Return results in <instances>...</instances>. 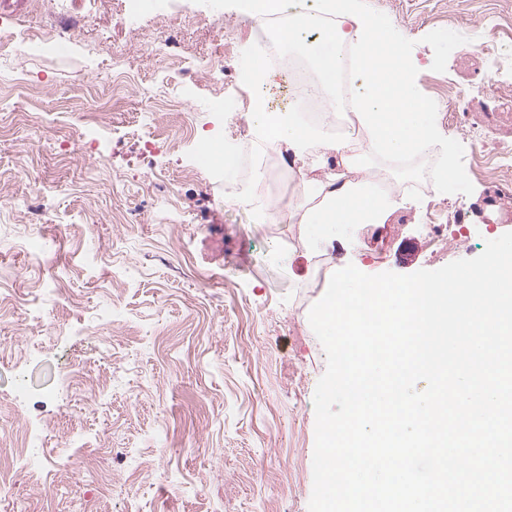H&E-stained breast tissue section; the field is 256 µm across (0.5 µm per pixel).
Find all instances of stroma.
Listing matches in <instances>:
<instances>
[{
    "label": "stroma",
    "mask_w": 512,
    "mask_h": 512,
    "mask_svg": "<svg viewBox=\"0 0 512 512\" xmlns=\"http://www.w3.org/2000/svg\"><path fill=\"white\" fill-rule=\"evenodd\" d=\"M238 4L0 13V29L29 36L0 49V462L25 433L51 449L41 473L10 469L0 512H308L319 268L434 270L512 232V181L475 169L512 145V91L459 24L495 20L512 43V0H362L400 28L447 144L411 162L406 208L330 244L262 223L283 205L272 188L225 203L223 172L196 160L203 141L232 139L225 98L244 122L254 102L241 72L256 23ZM166 34L171 53L152 54ZM452 87L466 96L449 101ZM446 161L458 177L440 192ZM458 211L467 233L429 244L425 225ZM76 352L100 374L93 388L68 384Z\"/></svg>",
    "instance_id": "obj_1"
}]
</instances>
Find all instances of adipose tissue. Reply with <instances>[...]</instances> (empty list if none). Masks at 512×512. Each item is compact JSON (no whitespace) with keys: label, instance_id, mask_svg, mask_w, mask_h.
Listing matches in <instances>:
<instances>
[{"label":"adipose tissue","instance_id":"obj_1","mask_svg":"<svg viewBox=\"0 0 512 512\" xmlns=\"http://www.w3.org/2000/svg\"><path fill=\"white\" fill-rule=\"evenodd\" d=\"M304 3L240 0V8L250 17L291 12L292 20L282 29L281 39L289 50H306L311 69L327 91L336 89L342 47H355L359 83L352 123L358 133L330 138L293 109L270 110L260 105L251 114L253 132L299 164L290 221L324 231L340 225L386 223L402 205L403 195L380 192L371 181L351 178L349 172L374 154L422 153L440 139L430 107L416 91L417 62L404 56L394 70L381 67V55L392 51L397 41V26L362 11L358 0H317L316 16L332 17L333 22L313 43L302 45L297 30L316 17L303 13Z\"/></svg>","mask_w":512,"mask_h":512}]
</instances>
